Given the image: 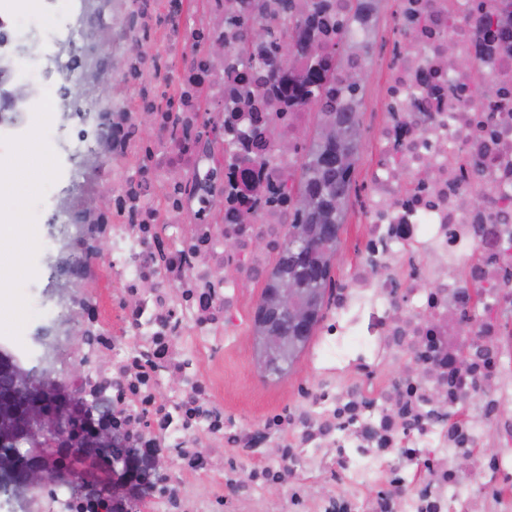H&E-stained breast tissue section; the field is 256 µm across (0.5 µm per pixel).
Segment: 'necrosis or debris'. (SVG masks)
<instances>
[{
    "mask_svg": "<svg viewBox=\"0 0 512 512\" xmlns=\"http://www.w3.org/2000/svg\"><path fill=\"white\" fill-rule=\"evenodd\" d=\"M40 3L0 0V88L29 86L0 97V132L33 112L84 125L31 132L51 162L14 207L58 232L41 238L53 263L28 270L22 299L43 366L102 406L134 464L172 460L149 512H512V56L478 48L500 0H397L394 30L421 51L370 53L382 153L359 204V263L331 292L310 375L251 417L224 400L230 339L283 243L273 196L294 186L301 153L232 145L224 130L301 139L305 113L268 92L271 73L300 68L240 62L226 0L194 17L190 0ZM452 42L471 72L441 65ZM213 43L221 61L202 51ZM280 482L284 500L268 498Z\"/></svg>",
    "mask_w": 512,
    "mask_h": 512,
    "instance_id": "necrosis-or-debris-1",
    "label": "necrosis or debris"
}]
</instances>
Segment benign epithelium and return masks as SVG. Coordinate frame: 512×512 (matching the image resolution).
<instances>
[{"instance_id":"benign-epithelium-1","label":"benign epithelium","mask_w":512,"mask_h":512,"mask_svg":"<svg viewBox=\"0 0 512 512\" xmlns=\"http://www.w3.org/2000/svg\"><path fill=\"white\" fill-rule=\"evenodd\" d=\"M332 143L331 153L324 158L330 169H346L352 157L346 145L362 137L360 127L344 122L341 113L324 117ZM294 202L301 205L310 218V223L300 226L290 236L287 246L279 255L282 265L310 262L327 252L335 242V226L330 224L331 216L338 204V196L321 189ZM312 278L283 276L267 296L259 301L256 321L253 326V341L257 346L258 366L265 373L279 374L288 343L301 339V334L311 320V298L313 289L308 287ZM54 391L51 386L40 387L27 378L12 377L8 385L0 387V405L10 407V422L0 428V447L16 448L24 443H35L50 438L61 429L59 416L46 410L47 395ZM121 442L120 437L110 429H101L94 441V451L87 459L88 480L82 485V492L95 489L93 470L105 456L108 448ZM112 500L123 504L126 512H136L142 507V475L135 470L125 457L112 460ZM50 471L46 467L33 468L26 464L12 472V479L19 489L37 486L48 480Z\"/></svg>"}]
</instances>
